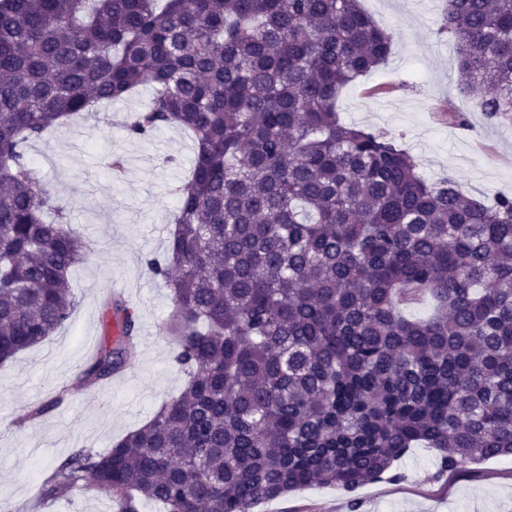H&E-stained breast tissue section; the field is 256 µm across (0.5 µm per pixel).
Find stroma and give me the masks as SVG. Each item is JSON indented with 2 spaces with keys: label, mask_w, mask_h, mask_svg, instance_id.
<instances>
[{
  "label": "stroma",
  "mask_w": 512,
  "mask_h": 512,
  "mask_svg": "<svg viewBox=\"0 0 512 512\" xmlns=\"http://www.w3.org/2000/svg\"><path fill=\"white\" fill-rule=\"evenodd\" d=\"M392 36L386 64L342 92L343 122L395 136L427 178H450L477 199L512 197V119H488L477 91L458 78L455 43L441 32V0H360ZM153 95L142 88L130 101L112 103L95 119L56 129L32 141L28 153L44 187L94 249L73 268L78 305L71 320L43 343L0 365V506L25 512H111L106 491L42 504L48 470L76 449L106 452L142 425L185 378L174 362L176 342L163 329L174 311L168 288L147 270L167 240L154 225L172 228L176 188L189 172L192 143L176 127L128 137L125 127ZM463 113L466 126L446 112ZM121 155L126 173L109 161ZM124 286L139 312L147 347L137 375L124 383L51 400L103 342V302ZM40 415L26 420L32 408ZM401 478L360 487L359 512H512V459H491L438 474L436 453L411 449L396 463ZM347 495L331 487H304L261 505L258 512H350Z\"/></svg>",
  "instance_id": "1"
}]
</instances>
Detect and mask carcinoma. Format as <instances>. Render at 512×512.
<instances>
[{
  "label": "carcinoma",
  "instance_id": "1",
  "mask_svg": "<svg viewBox=\"0 0 512 512\" xmlns=\"http://www.w3.org/2000/svg\"><path fill=\"white\" fill-rule=\"evenodd\" d=\"M441 31L481 111L512 117V0H443ZM390 50L359 0H0V362L69 320L92 252L27 144L149 86L128 135L179 127L194 153L146 260L171 291L184 389L55 466L43 500L255 512L395 478L417 446L440 474L512 457V198L431 181L394 137L341 121L343 88ZM106 312L124 336L55 403L132 363L133 313Z\"/></svg>",
  "mask_w": 512,
  "mask_h": 512
}]
</instances>
